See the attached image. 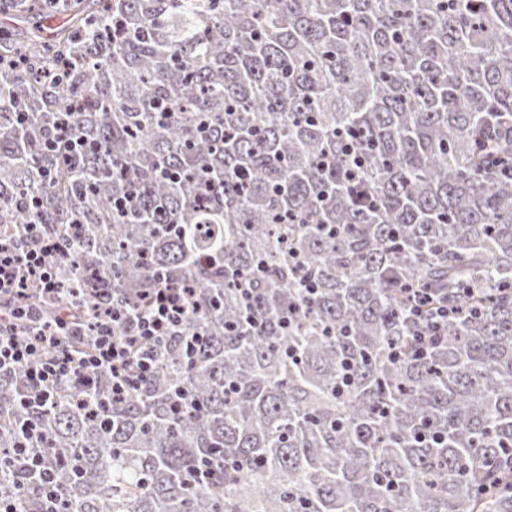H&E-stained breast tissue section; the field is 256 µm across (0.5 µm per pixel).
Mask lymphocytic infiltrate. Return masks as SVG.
Returning <instances> with one entry per match:
<instances>
[{"mask_svg": "<svg viewBox=\"0 0 512 512\" xmlns=\"http://www.w3.org/2000/svg\"><path fill=\"white\" fill-rule=\"evenodd\" d=\"M25 244L0 241V295L25 297L31 288L48 295L61 291L60 250L56 241L37 225L25 228ZM197 294L188 282L158 274L152 287L121 302L91 305L94 334L87 351L73 354L67 310H59L54 328L19 338L15 320L27 317L22 307H0V371L25 368L29 389L26 401L46 405L59 383L68 380L94 388L99 375H107L108 399L119 403L152 376L160 342L179 334L195 309Z\"/></svg>", "mask_w": 512, "mask_h": 512, "instance_id": "1", "label": "lymphocytic infiltrate"}]
</instances>
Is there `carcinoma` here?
Returning <instances> with one entry per match:
<instances>
[{
    "mask_svg": "<svg viewBox=\"0 0 512 512\" xmlns=\"http://www.w3.org/2000/svg\"><path fill=\"white\" fill-rule=\"evenodd\" d=\"M10 2L63 23L0 35L25 60L0 67V237L40 225L65 288L198 287L120 405L64 381L27 407L24 369L0 373L17 512L41 496L22 446L62 512H512L491 482L512 458V0ZM74 101L72 160L45 143ZM417 284L457 310L424 356ZM20 303L42 317L13 334L52 321ZM14 454L24 460L27 469L32 473L39 475L40 483L42 485V512H58L61 496L55 489L53 479L50 476L49 470L43 467L41 455L37 448H13Z\"/></svg>",
    "mask_w": 512,
    "mask_h": 512,
    "instance_id": "cac0c4a2",
    "label": "carcinoma"
}]
</instances>
